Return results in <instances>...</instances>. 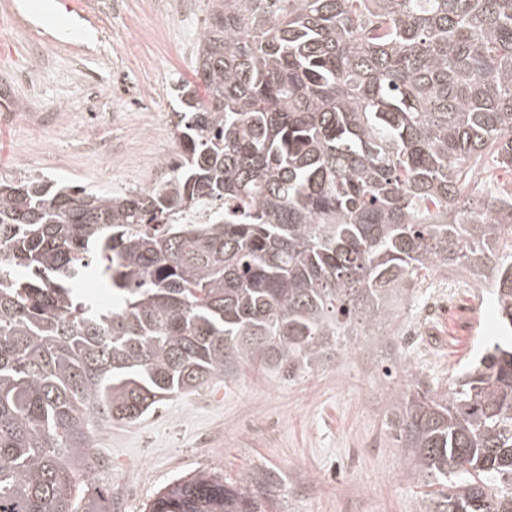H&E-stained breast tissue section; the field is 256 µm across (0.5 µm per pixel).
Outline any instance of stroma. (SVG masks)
<instances>
[{
  "instance_id": "obj_1",
  "label": "stroma",
  "mask_w": 512,
  "mask_h": 512,
  "mask_svg": "<svg viewBox=\"0 0 512 512\" xmlns=\"http://www.w3.org/2000/svg\"><path fill=\"white\" fill-rule=\"evenodd\" d=\"M0 0V180L48 176L124 193L165 179L180 152L177 90L193 81L207 0ZM431 272L374 336H353L296 373L241 362L134 422L102 423L93 480L112 512H143L165 485L249 475L266 512H421L433 486L398 433L400 399L446 393L496 333L490 281L456 289Z\"/></svg>"
}]
</instances>
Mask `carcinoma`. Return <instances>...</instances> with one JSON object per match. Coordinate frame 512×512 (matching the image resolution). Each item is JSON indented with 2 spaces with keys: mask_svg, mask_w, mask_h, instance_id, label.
Returning <instances> with one entry per match:
<instances>
[{
  "mask_svg": "<svg viewBox=\"0 0 512 512\" xmlns=\"http://www.w3.org/2000/svg\"><path fill=\"white\" fill-rule=\"evenodd\" d=\"M169 178L119 194L0 181V512H110L92 420L136 421L239 361L293 373L389 323L407 282L478 270L512 224V0H208ZM208 210L203 224L189 216ZM497 335L400 441L428 512H512V264ZM107 278L116 301L79 284ZM176 480L144 512H262Z\"/></svg>",
  "mask_w": 512,
  "mask_h": 512,
  "instance_id": "carcinoma-1",
  "label": "carcinoma"
}]
</instances>
